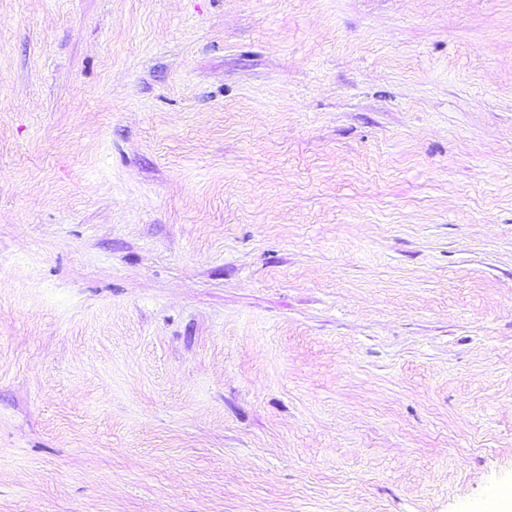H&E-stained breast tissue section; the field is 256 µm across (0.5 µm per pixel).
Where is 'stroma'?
I'll return each instance as SVG.
<instances>
[{
    "label": "stroma",
    "instance_id": "stroma-1",
    "mask_svg": "<svg viewBox=\"0 0 512 512\" xmlns=\"http://www.w3.org/2000/svg\"><path fill=\"white\" fill-rule=\"evenodd\" d=\"M0 512H512V0H0Z\"/></svg>",
    "mask_w": 512,
    "mask_h": 512
}]
</instances>
